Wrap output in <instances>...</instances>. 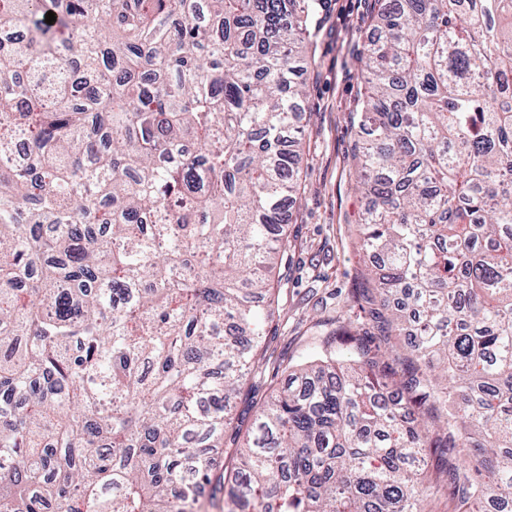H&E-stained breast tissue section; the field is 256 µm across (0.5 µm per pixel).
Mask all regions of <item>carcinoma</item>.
Masks as SVG:
<instances>
[{
	"label": "carcinoma",
	"mask_w": 512,
	"mask_h": 512,
	"mask_svg": "<svg viewBox=\"0 0 512 512\" xmlns=\"http://www.w3.org/2000/svg\"><path fill=\"white\" fill-rule=\"evenodd\" d=\"M316 0H0V512H512V0H389L343 367L210 453L284 283ZM56 21L45 22L47 12Z\"/></svg>",
	"instance_id": "obj_1"
}]
</instances>
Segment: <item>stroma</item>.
Listing matches in <instances>:
<instances>
[{
	"instance_id": "35a3bbf8",
	"label": "stroma",
	"mask_w": 512,
	"mask_h": 512,
	"mask_svg": "<svg viewBox=\"0 0 512 512\" xmlns=\"http://www.w3.org/2000/svg\"><path fill=\"white\" fill-rule=\"evenodd\" d=\"M386 0H323L318 35L302 62L305 110L298 123L305 150L300 195L288 207L289 266L273 321L259 348L261 360L233 407L248 424L260 399L286 387L285 368L310 361L336 328L364 321L362 291L368 260L358 250L357 222L365 208L355 189L359 100L365 73L359 60L375 33Z\"/></svg>"
}]
</instances>
